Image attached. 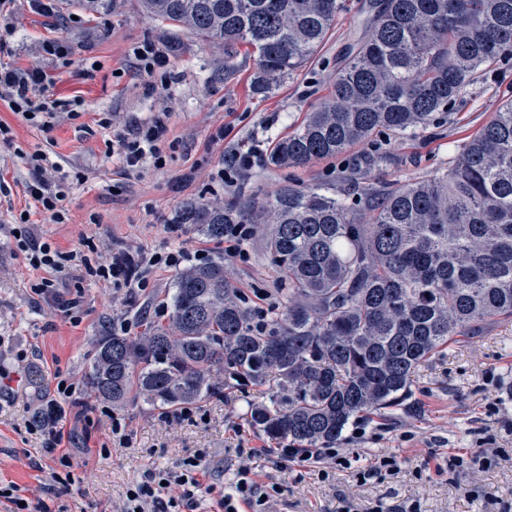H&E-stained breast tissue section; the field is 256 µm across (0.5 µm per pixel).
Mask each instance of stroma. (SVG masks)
<instances>
[{
  "mask_svg": "<svg viewBox=\"0 0 512 512\" xmlns=\"http://www.w3.org/2000/svg\"><path fill=\"white\" fill-rule=\"evenodd\" d=\"M367 2L347 0V12L318 54L263 99L251 91L255 60L246 47L238 49L236 70L225 72L222 46L148 18L137 0H118L114 9L99 12L84 9L77 0H57L50 15L38 12L32 0H15L13 18H0V60L21 68L42 67L54 77L59 96L79 98L83 105L78 117L59 115L45 133L0 100V122L15 135L13 144L0 143V178L12 189L10 196L0 195V225L11 223L12 210L26 205L21 185L30 173L19 156L23 150L45 151L66 171L84 176L69 190L67 223H53L32 210L35 235L64 252L92 238L105 259L139 248L168 251L180 240L215 255L218 246L208 239L186 230L177 239L167 233V224L186 201L262 199L287 181L336 185L350 174L363 186L395 187L447 167L456 147L512 98V60L484 71L448 113L416 134L384 131L375 145L358 143L306 166L274 168L262 158L242 174L236 189L212 187L210 172L225 151L244 150L257 141L272 148L329 95L365 33ZM50 41L65 44L67 57L47 54ZM146 42L168 53L169 81L138 72L134 51ZM163 108L171 114L176 149L167 152L163 169L126 174L112 154L116 131ZM108 112L115 124L105 128L98 120ZM221 125L229 127L228 137L224 144H211ZM377 147L384 159L375 165L370 157ZM246 250L247 260L228 257L224 266L250 306L258 308L261 294H275L279 281L259 237H251ZM36 277L16 258L12 239L0 236V366L11 368L21 361L28 368L26 391L0 399V487L18 486L23 497L40 500L41 512H122L126 488L143 468L167 466L201 450L208 453L206 483L230 484L245 465L259 483L282 484L273 512H336L343 498L355 512H369L379 500H417L422 512H501L499 504L484 498L489 486L512 499V394L505 390L512 383L510 321L457 338L418 368L401 406L359 417L340 445L347 465L278 467L265 454L267 437L245 419L249 404L261 400V389L236 386L222 398L198 403L190 422L161 421L158 411L141 405L121 412L120 421L133 432L124 448L113 441L109 419L76 428L71 454L78 482L63 487L56 478L60 465L46 460L43 439L32 430L35 396L55 390L52 373L58 368L73 383L76 398L88 400L85 373L96 336L116 322L135 329L143 320L159 319L175 273L157 270L153 288L134 296L107 283L82 284L67 276L65 291L81 294L71 316L57 305L32 300L30 284ZM486 436L500 450L491 470L476 475L449 471L451 453L475 447ZM243 448L259 449L260 454L241 457ZM377 454L396 455L400 470L359 483L357 468Z\"/></svg>",
  "mask_w": 512,
  "mask_h": 512,
  "instance_id": "stroma-1",
  "label": "stroma"
}]
</instances>
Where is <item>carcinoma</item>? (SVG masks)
Returning a JSON list of instances; mask_svg holds the SVG:
<instances>
[{"label": "carcinoma", "instance_id": "obj_1", "mask_svg": "<svg viewBox=\"0 0 512 512\" xmlns=\"http://www.w3.org/2000/svg\"><path fill=\"white\" fill-rule=\"evenodd\" d=\"M156 20L252 48L265 97L321 49L345 0H140ZM367 34L333 90L270 152L275 167L333 158L381 130L430 126L480 73L512 57V0H370ZM175 223L221 243L253 224L281 288L259 318L224 254L175 276L166 315L95 340L87 384L123 410L192 406L231 384L265 388L248 422L272 440L334 448L362 414L407 397L457 336L512 319V100L449 166L396 188L283 184L265 199L182 203Z\"/></svg>", "mask_w": 512, "mask_h": 512}]
</instances>
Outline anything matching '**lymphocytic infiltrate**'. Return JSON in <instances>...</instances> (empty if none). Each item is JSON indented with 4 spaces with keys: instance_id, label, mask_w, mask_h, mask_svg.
Listing matches in <instances>:
<instances>
[{
    "instance_id": "lymphocytic-infiltrate-1",
    "label": "lymphocytic infiltrate",
    "mask_w": 512,
    "mask_h": 512,
    "mask_svg": "<svg viewBox=\"0 0 512 512\" xmlns=\"http://www.w3.org/2000/svg\"><path fill=\"white\" fill-rule=\"evenodd\" d=\"M55 80L45 71L31 68L19 70L11 65H0V100L12 112L41 130H49V119L58 111L79 106V99L64 100L54 93ZM170 114L162 110L152 113L145 121L131 125L117 137L112 146L124 171L143 173L163 168L166 157L160 145L167 139ZM32 174L23 185V193L36 208L58 224L66 223L69 211L65 205L68 196L67 175L58 162L43 152L30 155ZM22 215H15L12 227L6 228L13 238L15 252L31 269L40 271V278L31 286L35 300L52 301L71 310L77 307L74 298H65L60 291L63 254L48 243L39 241L31 228L25 227ZM193 255L181 247L168 252L140 250L130 259L118 257L108 264H84L81 276L135 293L146 290L156 270H177L191 262ZM74 390L66 381H58L56 394L41 396L34 420L44 437V450L52 460L63 467H71L69 452L75 441L73 430L64 426L65 410L62 399L72 397ZM205 453L183 459L175 465L146 467L138 480L126 490L124 512H194L203 495L216 497L221 512H240L249 507L251 512H267V507L281 488L277 484L262 485L251 476L250 469L238 472L231 491L214 484H204Z\"/></svg>"
}]
</instances>
